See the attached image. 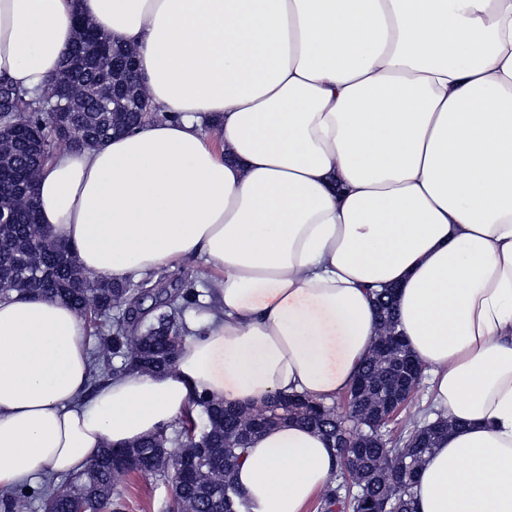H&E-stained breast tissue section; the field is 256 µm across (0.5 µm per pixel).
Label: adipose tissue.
Here are the masks:
<instances>
[{
	"label": "adipose tissue",
	"mask_w": 512,
	"mask_h": 512,
	"mask_svg": "<svg viewBox=\"0 0 512 512\" xmlns=\"http://www.w3.org/2000/svg\"><path fill=\"white\" fill-rule=\"evenodd\" d=\"M78 16L135 52L160 117L55 154L40 222L91 276L202 260L215 312L176 366L93 387L67 303L1 297L0 495L81 474L199 396L335 403L392 288L450 424L418 512H512V0H0V77L46 88ZM336 470L287 420L235 481L249 512H307Z\"/></svg>",
	"instance_id": "1"
}]
</instances>
